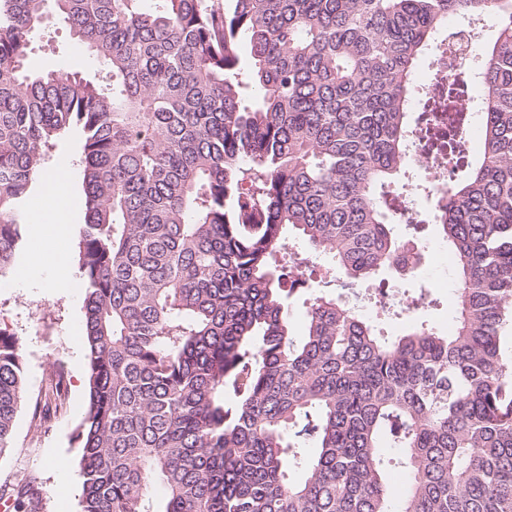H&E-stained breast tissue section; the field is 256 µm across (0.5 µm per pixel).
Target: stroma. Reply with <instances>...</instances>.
<instances>
[{
	"label": "stroma",
	"mask_w": 512,
	"mask_h": 512,
	"mask_svg": "<svg viewBox=\"0 0 512 512\" xmlns=\"http://www.w3.org/2000/svg\"><path fill=\"white\" fill-rule=\"evenodd\" d=\"M28 63L38 70L78 71L101 77L102 64L69 33L66 24L49 18L27 50ZM78 225L67 233L46 228L42 238L25 234L16 260L25 278L8 274L0 278V329L18 336L23 348L26 402L19 411L12 447L0 454V489L31 480L43 499L42 512H77L80 495V442L77 438L87 391V363L82 343L84 292L78 278H71L68 292L51 286L60 261L76 265ZM392 297L421 288L429 289L433 302L417 312L403 315L372 316L371 291L343 292V300L354 305L363 316L372 317L383 336L394 337L421 324L436 331H447L457 308L455 289L447 285L446 274L421 266L408 280L385 273ZM66 380L65 404L48 426L31 418L35 401L43 399L49 371ZM68 464L59 472L55 460Z\"/></svg>",
	"instance_id": "stroma-1"
}]
</instances>
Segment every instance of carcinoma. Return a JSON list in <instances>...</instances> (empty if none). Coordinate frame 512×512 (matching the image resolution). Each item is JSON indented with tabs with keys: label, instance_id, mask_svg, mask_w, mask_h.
Listing matches in <instances>:
<instances>
[{
	"label": "carcinoma",
	"instance_id": "cac0c4a2",
	"mask_svg": "<svg viewBox=\"0 0 512 512\" xmlns=\"http://www.w3.org/2000/svg\"><path fill=\"white\" fill-rule=\"evenodd\" d=\"M0 0V277L14 267L34 176L76 129L88 396L79 512H512V0ZM51 15L105 75L31 73ZM487 20L481 148L431 113L429 150L465 170L437 225L458 293L448 332L388 340L315 274L351 288L418 246L392 232L414 82L454 16ZM309 252L290 264L289 242ZM431 304L420 292L403 311ZM25 395L0 329V453ZM42 427L63 407L48 374ZM404 454L399 506L379 453ZM314 445L308 458L304 448ZM165 489L159 501L153 487ZM14 512H41L29 485Z\"/></svg>",
	"mask_w": 512,
	"mask_h": 512
}]
</instances>
